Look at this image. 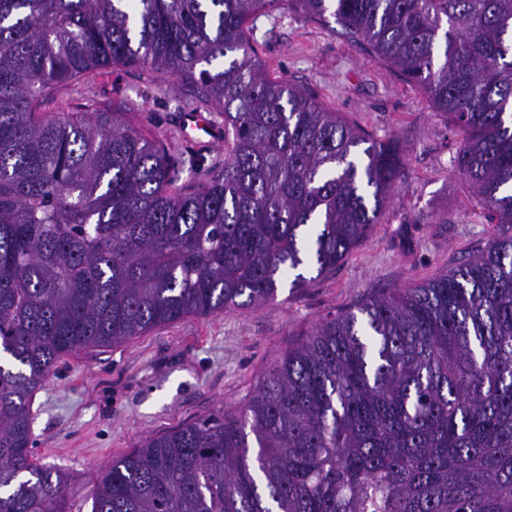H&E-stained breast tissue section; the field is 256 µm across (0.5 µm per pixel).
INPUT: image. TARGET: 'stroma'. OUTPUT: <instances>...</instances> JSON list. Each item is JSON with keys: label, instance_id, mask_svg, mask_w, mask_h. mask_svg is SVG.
Instances as JSON below:
<instances>
[{"label": "stroma", "instance_id": "stroma-1", "mask_svg": "<svg viewBox=\"0 0 512 512\" xmlns=\"http://www.w3.org/2000/svg\"><path fill=\"white\" fill-rule=\"evenodd\" d=\"M267 75L305 89L378 139L406 149L404 176L380 224L335 270L275 302L228 308L159 326L145 336L61 359L31 401L37 460L67 476L70 512H92L102 470L146 436L245 405L260 379L314 323L430 278L483 247L494 226L454 171L462 136L423 91L372 54L360 38L284 8L246 24ZM43 112L104 109L154 137L176 186L224 165L225 145L183 141L180 119L224 114L198 84L136 64H115L61 83Z\"/></svg>", "mask_w": 512, "mask_h": 512}]
</instances>
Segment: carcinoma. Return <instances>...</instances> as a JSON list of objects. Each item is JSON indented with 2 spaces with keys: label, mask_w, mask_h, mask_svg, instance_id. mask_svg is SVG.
<instances>
[{
  "label": "carcinoma",
  "mask_w": 512,
  "mask_h": 512,
  "mask_svg": "<svg viewBox=\"0 0 512 512\" xmlns=\"http://www.w3.org/2000/svg\"><path fill=\"white\" fill-rule=\"evenodd\" d=\"M281 6L422 87L495 233L318 321L245 407L146 437L92 512H512V0H0V512H68L30 411L60 359L298 292L378 223L402 149L268 78L245 24ZM119 63L199 84L224 168L178 187L113 113L36 112Z\"/></svg>",
  "instance_id": "obj_1"
}]
</instances>
